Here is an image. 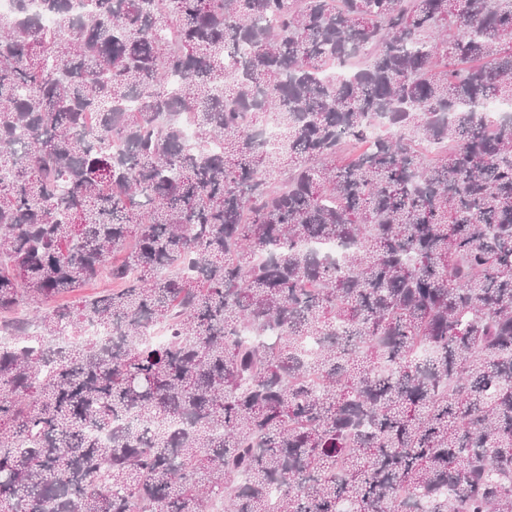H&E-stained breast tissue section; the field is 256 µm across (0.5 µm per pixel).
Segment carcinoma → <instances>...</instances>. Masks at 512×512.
<instances>
[{
	"label": "carcinoma",
	"instance_id": "cac0c4a2",
	"mask_svg": "<svg viewBox=\"0 0 512 512\" xmlns=\"http://www.w3.org/2000/svg\"><path fill=\"white\" fill-rule=\"evenodd\" d=\"M490 99L512 0H15L0 512H512Z\"/></svg>",
	"mask_w": 512,
	"mask_h": 512
}]
</instances>
